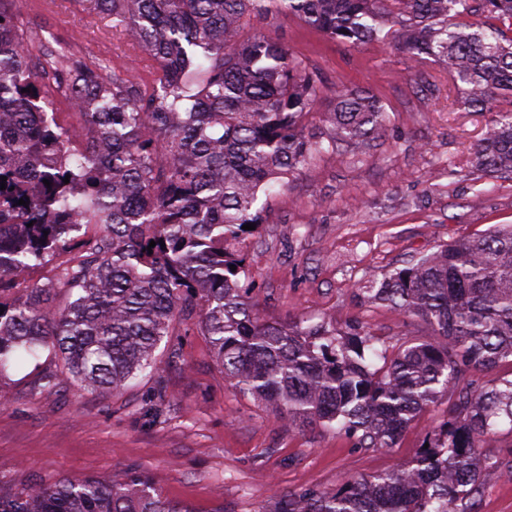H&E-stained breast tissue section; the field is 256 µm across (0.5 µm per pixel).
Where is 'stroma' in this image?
Returning <instances> with one entry per match:
<instances>
[{
    "label": "stroma",
    "instance_id": "stroma-1",
    "mask_svg": "<svg viewBox=\"0 0 512 512\" xmlns=\"http://www.w3.org/2000/svg\"><path fill=\"white\" fill-rule=\"evenodd\" d=\"M42 2L10 5L29 37L156 84L157 64H135L99 14L78 0H55L50 11ZM266 31L318 72L325 97L371 89L390 122L365 156H322L271 201L247 244L243 285L263 315L281 321L325 315L340 327L359 322L386 342L426 337L424 322L364 304L356 289L440 245L512 224V175L469 172L489 113L449 95L442 66L408 67L393 44L347 47L290 17ZM159 352L160 376L117 394L76 384L39 390L40 375L56 368L47 356L12 366L0 378V485L135 468L192 512H273L278 492L331 491L347 477L410 462L453 401L447 395L420 412L398 447L357 448L330 431L288 430L268 406L236 392L193 326ZM476 508L512 512V478L488 471Z\"/></svg>",
    "mask_w": 512,
    "mask_h": 512
}]
</instances>
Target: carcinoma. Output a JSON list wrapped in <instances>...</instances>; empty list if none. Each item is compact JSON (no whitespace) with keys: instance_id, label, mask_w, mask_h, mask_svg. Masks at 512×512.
I'll return each instance as SVG.
<instances>
[{"instance_id":"1","label":"carcinoma","mask_w":512,"mask_h":512,"mask_svg":"<svg viewBox=\"0 0 512 512\" xmlns=\"http://www.w3.org/2000/svg\"><path fill=\"white\" fill-rule=\"evenodd\" d=\"M85 2L161 77L143 97L132 77L108 78L98 61L70 68L48 53L68 69L65 94L85 109L76 142L42 112L47 95L26 63L34 44L0 9V378L10 363L46 352L60 366L39 388L119 392L159 371L158 346L192 321L239 393L290 430L342 432L356 448L396 447L418 413L458 387L413 461L334 491L282 492L276 512H477L494 466L481 448L499 423L512 425V379L459 384L512 362V225L441 245L358 288L430 328L425 339L387 345L326 317L263 316L241 284L255 234L242 226H261L275 189L321 154H365L388 121L369 90L338 89L326 131L308 132L321 81L257 25L292 16L350 47L389 40L412 67L442 65L464 104L492 113L474 170L511 175L512 108L495 102L512 101V0ZM470 15L484 20L458 21ZM36 269L43 282L19 279ZM0 512L192 510L146 473L117 469L0 489Z\"/></svg>"}]
</instances>
